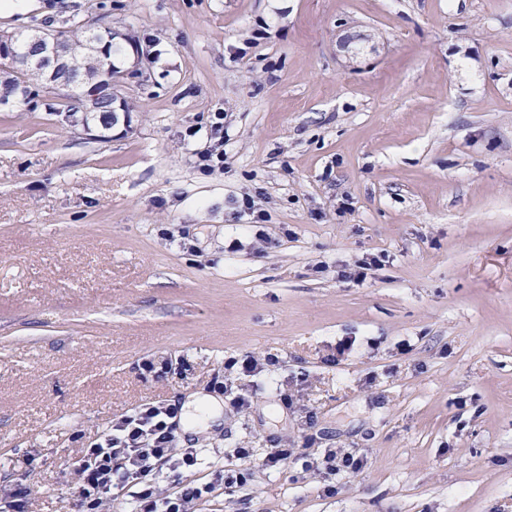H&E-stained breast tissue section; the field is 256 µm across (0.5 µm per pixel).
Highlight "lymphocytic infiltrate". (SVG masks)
Instances as JSON below:
<instances>
[{
	"label": "lymphocytic infiltrate",
	"instance_id": "obj_1",
	"mask_svg": "<svg viewBox=\"0 0 512 512\" xmlns=\"http://www.w3.org/2000/svg\"><path fill=\"white\" fill-rule=\"evenodd\" d=\"M171 408L156 402H146L133 413L113 420L101 431L89 448L81 450L72 464V493L86 512H99L110 499L112 479L137 486L135 512H192L193 507L210 493L207 484H187L180 491L160 495L157 479L176 445L174 418ZM299 458L301 468L326 479V492H334L331 477L360 472L367 464L361 453L341 448H323L315 454L297 452L293 448H275L262 459L264 469H278L291 458Z\"/></svg>",
	"mask_w": 512,
	"mask_h": 512
}]
</instances>
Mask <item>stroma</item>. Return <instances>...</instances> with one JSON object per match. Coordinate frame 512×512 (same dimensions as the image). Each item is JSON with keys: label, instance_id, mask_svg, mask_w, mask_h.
Listing matches in <instances>:
<instances>
[{"label": "stroma", "instance_id": "1", "mask_svg": "<svg viewBox=\"0 0 512 512\" xmlns=\"http://www.w3.org/2000/svg\"><path fill=\"white\" fill-rule=\"evenodd\" d=\"M76 19L134 37L143 73L104 141L43 100L0 111V489L82 512L97 431L205 393L222 422L178 433L198 462L161 495L240 448L368 465L332 494L257 467L196 512H512V0H30L0 30ZM268 354L237 410L225 362Z\"/></svg>", "mask_w": 512, "mask_h": 512}]
</instances>
